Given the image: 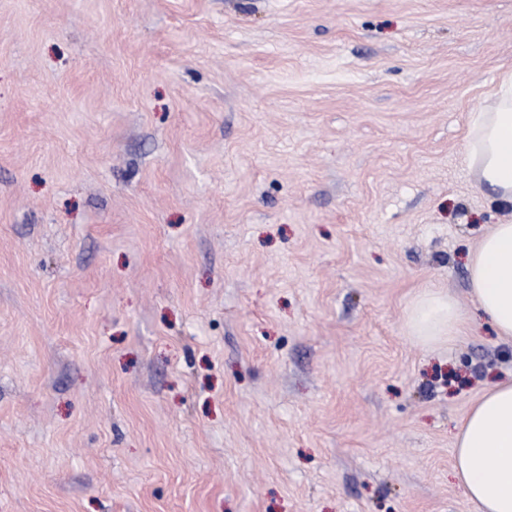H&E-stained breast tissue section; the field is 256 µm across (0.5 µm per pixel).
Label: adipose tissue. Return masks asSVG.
I'll return each mask as SVG.
<instances>
[{
	"instance_id": "1",
	"label": "adipose tissue",
	"mask_w": 512,
	"mask_h": 512,
	"mask_svg": "<svg viewBox=\"0 0 512 512\" xmlns=\"http://www.w3.org/2000/svg\"><path fill=\"white\" fill-rule=\"evenodd\" d=\"M463 161L481 193L512 209V70L470 112ZM466 268L478 310L497 336L512 341V220L491 226ZM468 321L435 289L420 292L407 311L410 335L426 347L453 341ZM453 455V476L477 512H512V377L491 383L458 421Z\"/></svg>"
}]
</instances>
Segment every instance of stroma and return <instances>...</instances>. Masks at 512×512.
<instances>
[{
	"mask_svg": "<svg viewBox=\"0 0 512 512\" xmlns=\"http://www.w3.org/2000/svg\"><path fill=\"white\" fill-rule=\"evenodd\" d=\"M512 0H0V512H476L512 374L461 163ZM469 317L448 294L426 289L419 293L407 311V328L423 346L452 342L468 323ZM453 476L477 512H512V375L491 383L455 427Z\"/></svg>",
	"mask_w": 512,
	"mask_h": 512,
	"instance_id": "stroma-1",
	"label": "stroma"
}]
</instances>
